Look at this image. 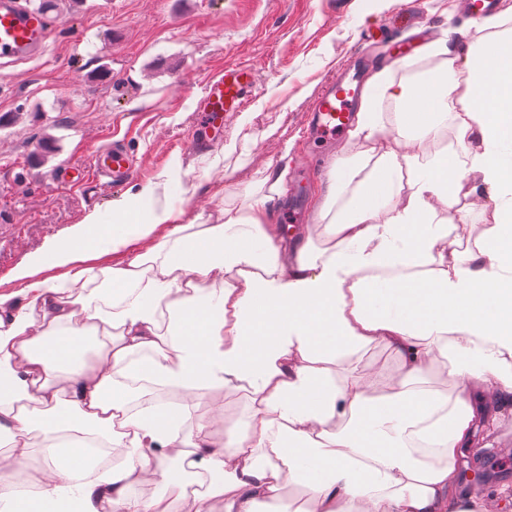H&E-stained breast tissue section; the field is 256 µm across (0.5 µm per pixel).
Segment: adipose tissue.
<instances>
[{
  "mask_svg": "<svg viewBox=\"0 0 512 512\" xmlns=\"http://www.w3.org/2000/svg\"><path fill=\"white\" fill-rule=\"evenodd\" d=\"M485 25L462 55L422 45L442 61L413 79L372 78L348 132L367 148L334 165L322 226L294 229L299 248L269 222L268 197L181 224V194L160 205L145 186L34 258L25 305L0 294V473L34 433L50 463L34 496L0 484L8 512H260L287 483L305 488L302 512H485L462 499L457 459L479 415L495 419L491 396H512V13ZM384 97L409 151L391 144ZM446 131L454 147L426 153ZM452 170L498 191L465 254L470 207ZM107 254L105 268L85 263ZM370 346L391 351L393 371L355 364ZM344 359L349 374H333ZM126 379L186 397L137 411ZM447 379L453 392L436 386ZM237 382L252 402L242 427L218 411L180 435L198 388ZM88 434L123 464L93 470Z\"/></svg>",
  "mask_w": 512,
  "mask_h": 512,
  "instance_id": "ef3b65f1",
  "label": "adipose tissue"
}]
</instances>
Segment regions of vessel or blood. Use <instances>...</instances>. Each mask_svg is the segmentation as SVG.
Wrapping results in <instances>:
<instances>
[{
    "instance_id": "vessel-or-blood-1",
    "label": "vessel or blood",
    "mask_w": 512,
    "mask_h": 512,
    "mask_svg": "<svg viewBox=\"0 0 512 512\" xmlns=\"http://www.w3.org/2000/svg\"><path fill=\"white\" fill-rule=\"evenodd\" d=\"M52 20L30 0H0V62L25 61L41 54L51 37ZM255 85L251 66L225 68L222 77L208 81L197 108V124L213 130L222 128L224 115L238 111ZM364 89L353 80L340 76L326 82L315 101L311 123L317 137L330 138L345 132L363 98ZM137 166L125 152L112 149L96 152L89 174L93 181L104 178L120 181L134 177Z\"/></svg>"
}]
</instances>
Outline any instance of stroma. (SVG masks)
Returning <instances> with one entry per match:
<instances>
[{"mask_svg": "<svg viewBox=\"0 0 512 512\" xmlns=\"http://www.w3.org/2000/svg\"><path fill=\"white\" fill-rule=\"evenodd\" d=\"M42 57L0 67V293L21 292L20 270L92 211L108 210L146 185L183 188L180 223L249 194L288 186L308 164L309 108L324 80L358 70L388 71L397 82L439 65L418 55L424 42L464 50L483 38L462 0H57ZM379 41L355 51L366 27ZM251 65L257 91L224 117V136L196 147L204 132L195 105L206 81L225 67ZM50 152H40V142ZM120 143L139 172L102 191L83 175L98 148ZM225 425L251 412L241 386L207 388L181 426L184 435L213 409ZM477 448L462 449L459 469L483 467L498 450L501 476L483 495L509 492L512 512V407L480 428Z\"/></svg>", "mask_w": 512, "mask_h": 512, "instance_id": "obj_1", "label": "stroma"}]
</instances>
